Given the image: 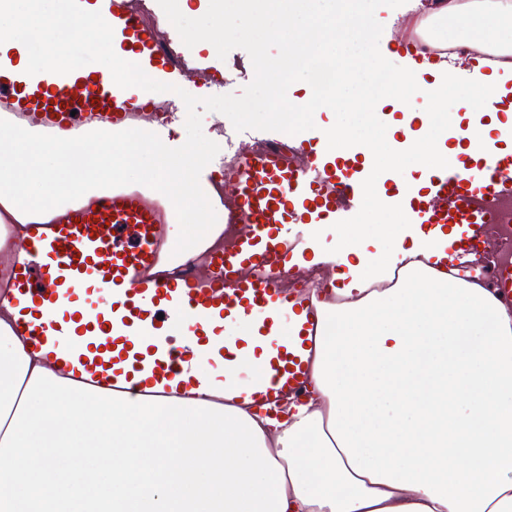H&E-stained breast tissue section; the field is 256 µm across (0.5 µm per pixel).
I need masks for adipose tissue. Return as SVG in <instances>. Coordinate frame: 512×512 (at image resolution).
Instances as JSON below:
<instances>
[{"instance_id":"1","label":"adipose tissue","mask_w":512,"mask_h":512,"mask_svg":"<svg viewBox=\"0 0 512 512\" xmlns=\"http://www.w3.org/2000/svg\"><path fill=\"white\" fill-rule=\"evenodd\" d=\"M246 49L263 98L254 109L280 123L270 71L292 73L332 54L368 52L372 18L352 0H268ZM439 19L436 39L512 51V0H413ZM278 44L271 54L270 44ZM494 83L400 76L384 91L421 129L400 154L369 162L366 198L389 170L430 173L455 160L437 118L489 105ZM364 80L347 86L329 146L387 142ZM390 248L370 251L348 225L322 224L335 252L332 297L312 295L319 326L309 395L279 416L238 403L254 372L259 324L237 320L245 348L223 373L199 376L183 395L159 388L109 393L54 372L16 336L0 306V512H512V309L447 265L455 232L423 228L407 199L385 213Z\"/></svg>"}]
</instances>
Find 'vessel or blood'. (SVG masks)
<instances>
[{"label": "vessel or blood", "instance_id": "b4317fda", "mask_svg": "<svg viewBox=\"0 0 512 512\" xmlns=\"http://www.w3.org/2000/svg\"><path fill=\"white\" fill-rule=\"evenodd\" d=\"M146 0H79L101 12L114 40L134 45V61L151 78L206 90L224 79L221 65L190 58L158 20L145 15ZM471 73L498 81L492 107L512 112V71L493 68V49L471 48ZM0 118L28 131L73 138L94 130L141 129L164 135L167 124L110 78L77 69L65 75L27 74L0 60ZM302 163L288 161L275 139L265 149L237 152L234 170L205 167L214 209L225 224L240 227L231 252L209 253L204 275L177 276L163 263L177 217L162 193L120 186L84 194L43 214H20L0 201V224H20L24 241L9 259L11 275L0 281L16 333L43 352L49 365L108 388L123 379L126 390L145 383L184 384L188 364L201 351L227 357L221 334L235 314L261 318V337L305 315L299 336L279 345L248 382L246 397L274 404L306 388L305 351L317 317L308 297L279 287L275 272L288 269L295 237L280 223L294 200L315 196L314 223H347L369 183L354 165L328 175L319 136L294 140ZM512 201V154L477 163L475 172L451 163L431 173L424 196L412 198L413 221L455 227L457 258L473 249L476 227L497 220ZM264 267L261 275L251 274Z\"/></svg>", "mask_w": 512, "mask_h": 512}]
</instances>
